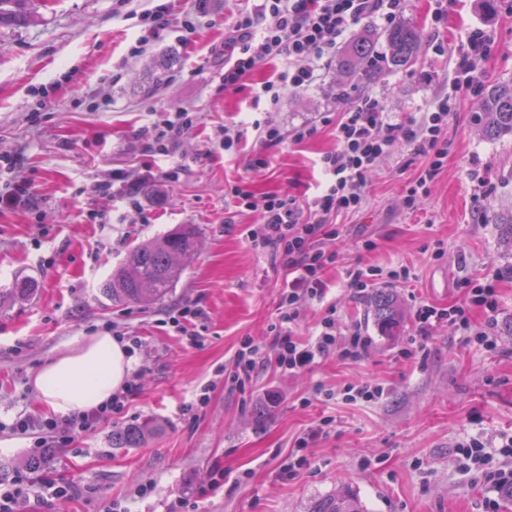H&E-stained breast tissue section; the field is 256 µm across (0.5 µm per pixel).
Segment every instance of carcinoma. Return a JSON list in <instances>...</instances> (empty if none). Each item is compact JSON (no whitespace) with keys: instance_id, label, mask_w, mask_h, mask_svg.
<instances>
[{"instance_id":"1","label":"carcinoma","mask_w":512,"mask_h":512,"mask_svg":"<svg viewBox=\"0 0 512 512\" xmlns=\"http://www.w3.org/2000/svg\"><path fill=\"white\" fill-rule=\"evenodd\" d=\"M30 0H0V27L31 19ZM388 62L393 68L412 65L418 57L421 35L410 25H396L384 32ZM374 39L360 37L349 46L341 60L348 71H361L367 77L373 71ZM480 124L490 139L512 135V81L485 88ZM199 232L193 224H181L171 232L133 247L112 270L104 284V293L118 305L150 306L165 300L181 280L187 264L198 251ZM35 290L27 278H17L12 287L0 289V309L29 297ZM374 319L383 331L393 330L400 314L387 293L372 298ZM157 430L149 420L112 429V447L137 448ZM310 512H366L357 493L347 485L315 502Z\"/></svg>"}]
</instances>
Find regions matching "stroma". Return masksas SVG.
<instances>
[{"instance_id": "obj_1", "label": "stroma", "mask_w": 512, "mask_h": 512, "mask_svg": "<svg viewBox=\"0 0 512 512\" xmlns=\"http://www.w3.org/2000/svg\"><path fill=\"white\" fill-rule=\"evenodd\" d=\"M259 3L36 0L34 22L0 27V192H25L0 208V288L25 276L38 285L32 298L0 311V483L25 467L47 418L32 384L40 366L90 336L128 332L138 337L134 394L110 424L56 449L45 474L75 480L77 491L30 502L29 512H97L103 500L128 512H310L342 483L368 512H478L489 496L499 512H512V498L472 482L455 452L463 439L495 444L512 431V252L495 222L512 209V137L483 135L482 92L455 93L448 155L418 210H407L404 197L425 159L399 144L369 177L361 209L336 218L342 241L324 272L326 294L309 301L294 332L309 339L331 315L341 333L362 330L367 354L348 361L329 353L298 372L271 360L229 378L242 340L269 347L287 277L280 260L247 239L256 215L236 207L231 189L310 202L322 187L320 159L336 148L337 114L368 91L397 122L433 108L453 93L466 28L493 38L483 85L512 79V0L492 14L481 0H457L436 33L435 0H404L399 19L421 34L416 64L361 79L331 58L309 88L284 92L273 113L252 89L282 62L261 65L238 91L223 81L224 36L239 10ZM160 4L171 24L146 37L141 17ZM167 52L172 78L157 89L150 72ZM45 99L50 109H41ZM179 109L196 113V124L170 155L146 151L139 129ZM250 113L270 118L281 141L248 129L241 150L225 152L221 127ZM300 124L315 132L297 144L291 135ZM259 155L267 167H253ZM176 164L178 181L162 178L138 211L93 190L117 172L132 179L149 167L162 176ZM180 224L197 226L200 248L173 294L150 308L113 304L103 286L128 250ZM366 239L375 250L363 248ZM356 265L383 269L372 288L398 305L393 333L375 324L371 293L359 298L348 288L346 271ZM403 265L409 282L389 278ZM490 278L499 294L496 349L447 324L425 352L405 357L419 302H462L463 281ZM187 304L201 312L189 325L197 346L167 322ZM366 382L382 386L383 397L345 400L346 387ZM19 419L33 429L15 432ZM144 419L159 424L157 435L138 448L113 447V427ZM320 424L323 435L309 439Z\"/></svg>"}]
</instances>
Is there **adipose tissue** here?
Wrapping results in <instances>:
<instances>
[{"label": "adipose tissue", "mask_w": 512, "mask_h": 512, "mask_svg": "<svg viewBox=\"0 0 512 512\" xmlns=\"http://www.w3.org/2000/svg\"><path fill=\"white\" fill-rule=\"evenodd\" d=\"M131 365L126 345L100 333L45 363L36 372L34 385L48 413H84L111 400L124 386Z\"/></svg>", "instance_id": "adipose-tissue-1"}]
</instances>
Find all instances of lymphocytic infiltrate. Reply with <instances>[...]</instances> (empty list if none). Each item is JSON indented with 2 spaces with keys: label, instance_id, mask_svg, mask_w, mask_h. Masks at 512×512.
Listing matches in <instances>:
<instances>
[{
  "label": "lymphocytic infiltrate",
  "instance_id": "lymphocytic-infiltrate-1",
  "mask_svg": "<svg viewBox=\"0 0 512 512\" xmlns=\"http://www.w3.org/2000/svg\"><path fill=\"white\" fill-rule=\"evenodd\" d=\"M401 9L402 0H261L257 10H241L230 26L224 88L238 89L263 62L285 61L286 67L276 80L263 83L256 91L257 97L266 98L269 111H277L284 91H302L313 84L320 62L335 54L338 41L353 26L370 16L392 22ZM490 44L486 30L476 27L468 32L456 56L455 91L480 86L479 63L486 59ZM449 115V101L444 98L419 118L394 123L378 97L364 93L336 121V148L320 161L326 182L311 202L302 205L285 195L258 197L242 187L232 188L237 206L257 216L247 231L250 242L271 250L288 268L278 318L271 326L272 346L281 367L291 372L308 369L317 357L332 351L352 361L361 357L368 345L366 337L357 332L340 337L335 318L325 317L314 339L303 341L293 333L304 305L323 296L321 275L336 260L341 231L332 218L361 208L369 175L400 142L412 145L428 159L405 198L408 209H417L428 183L440 173L448 155L444 133ZM464 288V304L439 307L422 303L416 307L417 351H425L429 334L438 325L452 323L468 328L471 309L494 317L499 296L493 283L468 281ZM123 402V396L116 395L108 406L49 422V436L35 440L33 453L39 455L54 447L53 431L88 432L110 423L113 411ZM457 452L462 470L476 482L512 490V434L502 435L494 448L472 436L458 442Z\"/></svg>",
  "mask_w": 512,
  "mask_h": 512
}]
</instances>
